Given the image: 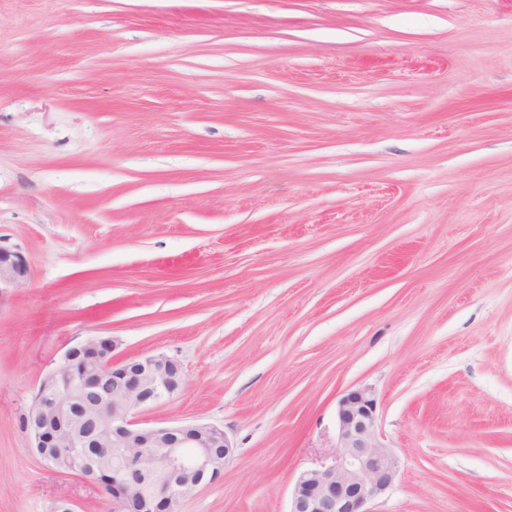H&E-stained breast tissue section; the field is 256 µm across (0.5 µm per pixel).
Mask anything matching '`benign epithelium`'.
<instances>
[{"mask_svg": "<svg viewBox=\"0 0 512 512\" xmlns=\"http://www.w3.org/2000/svg\"><path fill=\"white\" fill-rule=\"evenodd\" d=\"M21 252L0 245V289L27 280ZM115 340L93 338L68 349L60 368L41 383L25 417L24 429L42 459L61 473L92 480L104 457L113 459L112 512H174L176 504L220 480L233 445L223 429L203 422L142 427L136 411L173 396L181 383L178 362L164 353H146L117 361ZM73 378L84 393L104 379L116 391L112 406H79L56 388L61 374L77 359ZM377 398L369 386L347 391L336 406L337 451L330 461L301 472L289 512H370L368 505L394 485L400 460L377 429ZM140 466L155 476L153 489L132 486L127 470Z\"/></svg>", "mask_w": 512, "mask_h": 512, "instance_id": "1", "label": "benign epithelium"}]
</instances>
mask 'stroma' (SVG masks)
I'll use <instances>...</instances> for the list:
<instances>
[{
    "label": "stroma",
    "mask_w": 512,
    "mask_h": 512,
    "mask_svg": "<svg viewBox=\"0 0 512 512\" xmlns=\"http://www.w3.org/2000/svg\"><path fill=\"white\" fill-rule=\"evenodd\" d=\"M0 245V512H111L22 424L97 336L234 446L177 512H288L364 385L371 512H512V0H0ZM28 276V264L21 252L0 245V290L22 285Z\"/></svg>",
    "instance_id": "obj_1"
}]
</instances>
